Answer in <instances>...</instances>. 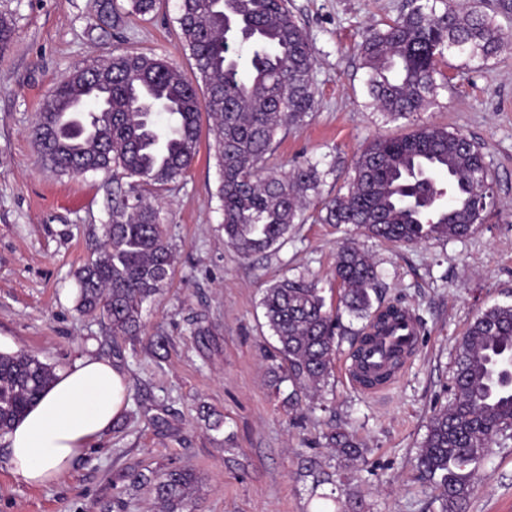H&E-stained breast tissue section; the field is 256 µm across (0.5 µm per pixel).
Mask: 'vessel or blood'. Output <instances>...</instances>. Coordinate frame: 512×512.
<instances>
[{
  "mask_svg": "<svg viewBox=\"0 0 512 512\" xmlns=\"http://www.w3.org/2000/svg\"><path fill=\"white\" fill-rule=\"evenodd\" d=\"M419 338L420 331L413 318L395 322L388 335L380 337L360 354L357 361L346 366V376L356 384L363 374L385 371L393 355L408 356L415 350Z\"/></svg>",
  "mask_w": 512,
  "mask_h": 512,
  "instance_id": "vessel-or-blood-1",
  "label": "vessel or blood"
}]
</instances>
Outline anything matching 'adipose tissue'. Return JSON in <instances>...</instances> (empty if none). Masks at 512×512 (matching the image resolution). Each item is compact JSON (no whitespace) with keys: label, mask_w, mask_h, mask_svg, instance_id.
<instances>
[{"label":"adipose tissue","mask_w":512,"mask_h":512,"mask_svg":"<svg viewBox=\"0 0 512 512\" xmlns=\"http://www.w3.org/2000/svg\"><path fill=\"white\" fill-rule=\"evenodd\" d=\"M123 371L83 355L56 374L47 393L7 432L9 462L26 484L60 481L127 407Z\"/></svg>","instance_id":"adipose-tissue-1"}]
</instances>
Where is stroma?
Here are the masks:
<instances>
[{
	"instance_id": "stroma-1",
	"label": "stroma",
	"mask_w": 512,
	"mask_h": 512,
	"mask_svg": "<svg viewBox=\"0 0 512 512\" xmlns=\"http://www.w3.org/2000/svg\"><path fill=\"white\" fill-rule=\"evenodd\" d=\"M122 12L104 16L105 2ZM405 0H289L315 51L318 108L277 142L268 166L316 163L329 197L344 187L352 158L368 140L393 138L434 122L484 147L497 205L472 235L394 246L356 227L343 230L306 210L278 248L248 259L224 242L219 174L208 120L190 171L159 197L175 268L144 304L139 343L113 341L104 322L76 310V272L110 221L117 183L103 174L47 170L32 123L55 84L74 66L112 50L154 55L187 80L196 69L177 23L179 0H157L150 15H127L128 0H0L15 39L0 55V350L24 351L61 370L86 353L121 368L129 406L59 482L31 486L16 476L0 435V512H158L141 474L189 467L198 485L185 512H441L421 479L418 453L435 410L448 403L455 345L470 322L512 304V12L496 21L504 41L488 61L446 55L448 86L410 118L391 121L367 108L355 45L362 31L395 18ZM350 242L380 274L377 299L401 301L418 318L417 350L389 387L350 383L344 365L362 321L340 344L317 394L283 406L268 386L274 339L260 305L282 277L305 276L336 308V254ZM164 347L152 344L154 336ZM352 432L354 463L328 448L332 426ZM332 475L314 485L307 466ZM466 512H512V438L479 468Z\"/></svg>"
}]
</instances>
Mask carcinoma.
<instances>
[{"label": "carcinoma", "mask_w": 512, "mask_h": 512, "mask_svg": "<svg viewBox=\"0 0 512 512\" xmlns=\"http://www.w3.org/2000/svg\"><path fill=\"white\" fill-rule=\"evenodd\" d=\"M462 12L453 0H406L400 14L368 29L358 45L367 107L389 120L424 109L448 86L441 69L450 51L468 61L497 54L498 10L512 0ZM181 38L202 87L167 60L114 53L75 68L49 94L32 134L43 162L59 175L89 172L130 178L112 196L94 256L77 274V311L95 315L112 336L134 342L144 333L143 304L168 279L175 255L156 200L192 166L199 116L210 132L219 169L224 240L249 258L280 246L312 204L325 224H353L401 245L461 239L496 205L483 147L460 129L426 123L396 138H374L356 153L346 192L320 198L324 173L312 163L281 173L263 164L279 133L300 128L318 104L314 52L287 0H181ZM15 36L0 16V55ZM334 275L339 306L379 330L404 309H378V271L369 255L344 245ZM262 306L278 346L270 355L271 386L291 406L298 390H318L330 376L341 335L339 312L326 309L315 284L282 278L264 289ZM512 305L478 314L457 341L452 398L435 412L419 466L435 483L444 512H464L478 467L496 439L512 432ZM55 378L29 353H0V433L20 421ZM328 445L349 462L362 455L353 436L332 430ZM165 512H183L197 477L190 468L141 476Z\"/></svg>", "instance_id": "1"}]
</instances>
